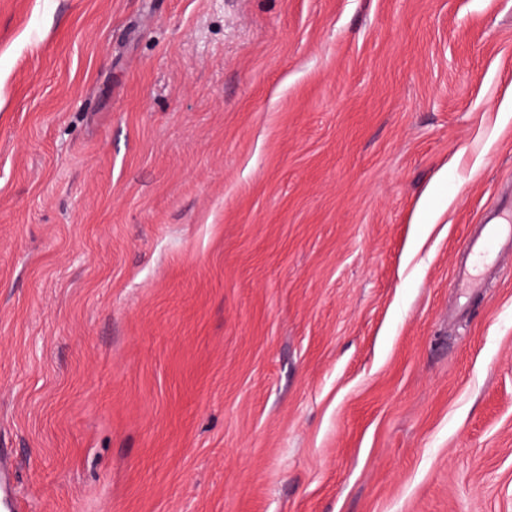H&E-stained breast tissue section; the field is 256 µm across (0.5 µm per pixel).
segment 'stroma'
I'll list each match as a JSON object with an SVG mask.
<instances>
[{
	"label": "stroma",
	"instance_id": "obj_1",
	"mask_svg": "<svg viewBox=\"0 0 512 512\" xmlns=\"http://www.w3.org/2000/svg\"><path fill=\"white\" fill-rule=\"evenodd\" d=\"M512 0H0V448L28 512H512ZM476 231L466 237L451 286L460 304L465 305L488 288L487 272L500 265L501 246L512 244V212L494 209L486 213Z\"/></svg>",
	"mask_w": 512,
	"mask_h": 512
}]
</instances>
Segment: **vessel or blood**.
Returning a JSON list of instances; mask_svg holds the SVG:
<instances>
[{"label":"vessel or blood","instance_id":"vessel-or-blood-1","mask_svg":"<svg viewBox=\"0 0 512 512\" xmlns=\"http://www.w3.org/2000/svg\"><path fill=\"white\" fill-rule=\"evenodd\" d=\"M512 244V212L494 209L486 213L475 232L470 233L459 251L451 286L459 303L483 295L488 286V271L500 265L501 247ZM9 451L0 448V512H18L13 492V476L5 459Z\"/></svg>","mask_w":512,"mask_h":512}]
</instances>
